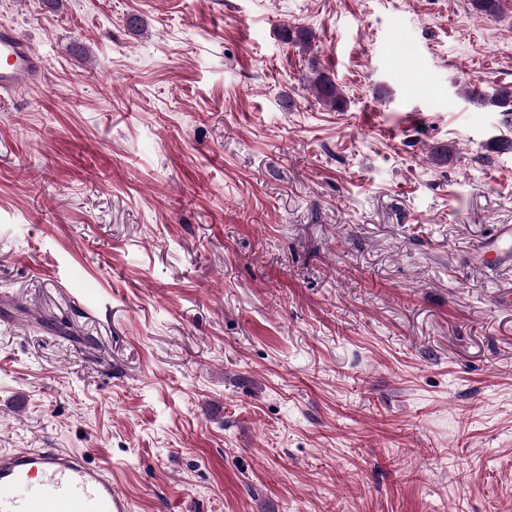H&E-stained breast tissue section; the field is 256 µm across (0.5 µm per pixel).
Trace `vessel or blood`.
<instances>
[{
	"label": "vessel or blood",
	"instance_id": "1",
	"mask_svg": "<svg viewBox=\"0 0 512 512\" xmlns=\"http://www.w3.org/2000/svg\"><path fill=\"white\" fill-rule=\"evenodd\" d=\"M43 69L27 39L0 30L1 93L31 89ZM474 259L490 270L512 263V224L496 225ZM0 512H132V501L108 465H91L72 451L14 448L0 452Z\"/></svg>",
	"mask_w": 512,
	"mask_h": 512
}]
</instances>
